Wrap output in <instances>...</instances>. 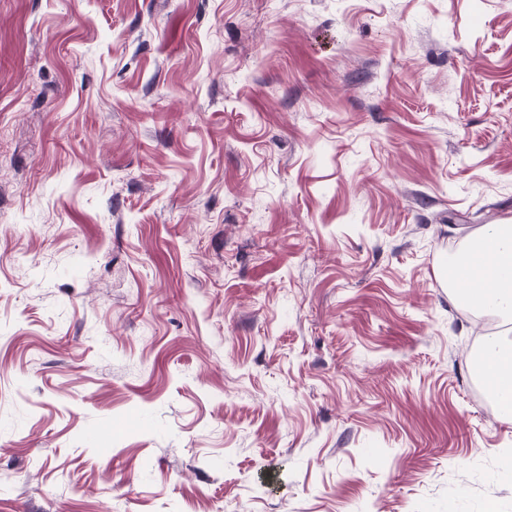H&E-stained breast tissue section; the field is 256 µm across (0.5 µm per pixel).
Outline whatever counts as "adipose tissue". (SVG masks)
Masks as SVG:
<instances>
[{
	"mask_svg": "<svg viewBox=\"0 0 512 512\" xmlns=\"http://www.w3.org/2000/svg\"><path fill=\"white\" fill-rule=\"evenodd\" d=\"M495 251L498 260V277L502 289L494 292L473 288L466 297L467 303L475 308L504 313L512 316V225L491 226L482 236ZM486 368L497 377L502 401V413L512 417V340L488 341L482 350Z\"/></svg>",
	"mask_w": 512,
	"mask_h": 512,
	"instance_id": "obj_1",
	"label": "adipose tissue"
}]
</instances>
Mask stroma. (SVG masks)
Here are the masks:
<instances>
[{"label": "stroma", "mask_w": 512, "mask_h": 512, "mask_svg": "<svg viewBox=\"0 0 512 512\" xmlns=\"http://www.w3.org/2000/svg\"><path fill=\"white\" fill-rule=\"evenodd\" d=\"M508 216L512 0H0V512H512ZM487 242L495 251L498 260V277L511 287L487 292L483 288H472L467 296H462L472 307L512 316V225L497 224L478 237ZM495 259L493 254L488 248L481 249L479 256H474L469 250L465 254H461L457 259L451 260L446 269V280L448 285L460 290L462 295H465L466 288L469 287L468 281L464 278L465 269L467 266L475 267L480 265V271L485 278V284L490 286L491 279L488 275L490 267L493 265ZM482 354L486 361V368L494 373L500 383L502 398L493 397L495 400H502V402L497 405L502 413L508 415L505 419L511 421L512 340H490L484 345Z\"/></svg>", "instance_id": "1"}]
</instances>
